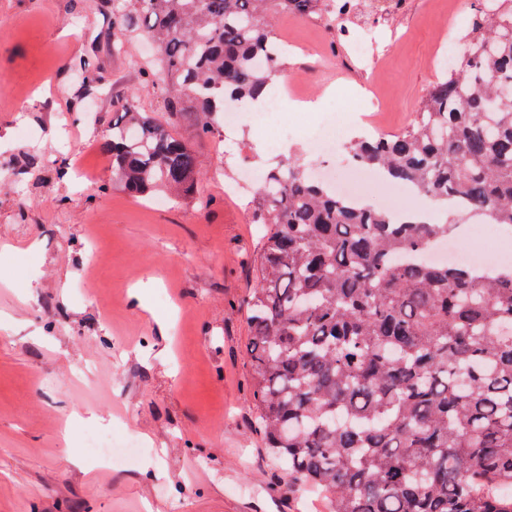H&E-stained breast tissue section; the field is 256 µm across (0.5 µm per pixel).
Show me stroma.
I'll list each match as a JSON object with an SVG mask.
<instances>
[{
    "label": "stroma",
    "mask_w": 512,
    "mask_h": 512,
    "mask_svg": "<svg viewBox=\"0 0 512 512\" xmlns=\"http://www.w3.org/2000/svg\"><path fill=\"white\" fill-rule=\"evenodd\" d=\"M485 0H405L362 20L336 45L318 17L276 19L293 41L287 71L313 99L332 90L333 132L348 142L379 99L406 129ZM371 39L372 55L352 46ZM153 62L143 37L112 46L111 0H0V512H327L288 491V472L254 427L245 301L263 234L253 187L293 153L349 173L297 136L323 111L282 110L274 131L241 118L233 132L177 128L204 178L193 197H135L115 185L101 144L117 101L162 113L129 57ZM103 85L77 91L78 60ZM145 292L146 308L132 291ZM98 427L146 447L108 466L82 441Z\"/></svg>",
    "instance_id": "obj_1"
}]
</instances>
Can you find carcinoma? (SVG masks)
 <instances>
[{
	"mask_svg": "<svg viewBox=\"0 0 512 512\" xmlns=\"http://www.w3.org/2000/svg\"><path fill=\"white\" fill-rule=\"evenodd\" d=\"M402 0H112L114 46L145 35L139 67L160 120L125 100L102 150L133 196H190L198 158L176 133L194 106L210 135L226 102L246 104L285 70L274 18L323 17L348 35L362 8ZM453 66L395 135H362L353 160L469 218L512 228V0L470 20ZM265 225L247 307L250 390L265 448L288 487L328 512H512V269L434 264L451 225L336 195L294 156L258 186Z\"/></svg>",
	"mask_w": 512,
	"mask_h": 512,
	"instance_id": "1",
	"label": "carcinoma"
}]
</instances>
